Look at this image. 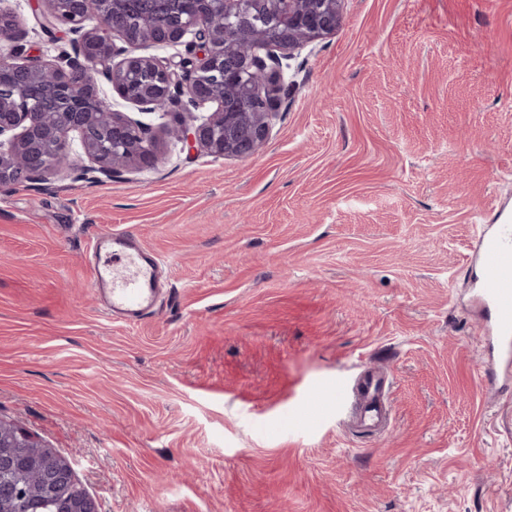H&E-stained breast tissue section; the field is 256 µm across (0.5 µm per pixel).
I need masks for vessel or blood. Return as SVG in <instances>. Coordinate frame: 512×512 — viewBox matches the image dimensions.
Masks as SVG:
<instances>
[{"instance_id":"1","label":"vessel or blood","mask_w":512,"mask_h":512,"mask_svg":"<svg viewBox=\"0 0 512 512\" xmlns=\"http://www.w3.org/2000/svg\"><path fill=\"white\" fill-rule=\"evenodd\" d=\"M476 258L480 268L476 299L485 315L495 362L482 371L489 389H505L495 365L512 368V214L499 212L490 232L481 234ZM161 261L145 252L129 234L114 232L96 237L91 246L94 292L106 309L126 315L130 321L149 314L160 292ZM383 381L367 375L357 390L360 428L378 431L386 426L391 411L382 400Z\"/></svg>"}]
</instances>
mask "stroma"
Segmentation results:
<instances>
[{
    "label": "stroma",
    "mask_w": 512,
    "mask_h": 512,
    "mask_svg": "<svg viewBox=\"0 0 512 512\" xmlns=\"http://www.w3.org/2000/svg\"><path fill=\"white\" fill-rule=\"evenodd\" d=\"M29 54L69 49L0 0ZM253 157L149 127L153 167L0 192V422L71 466L102 512H512V393L479 380L477 220L512 203V0H345L296 52ZM128 231L166 291L130 325L87 248ZM388 379L380 437L337 397Z\"/></svg>",
    "instance_id": "1"
}]
</instances>
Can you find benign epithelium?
Instances as JSON below:
<instances>
[{"label":"benign epithelium","mask_w":512,"mask_h":512,"mask_svg":"<svg viewBox=\"0 0 512 512\" xmlns=\"http://www.w3.org/2000/svg\"><path fill=\"white\" fill-rule=\"evenodd\" d=\"M46 30L64 26L75 35L72 52L50 62L23 44L0 56V189L36 181L52 169L73 166L68 135L90 161L79 176L110 179L131 167L156 163L149 130L114 112L98 95L104 73L123 99L147 110L216 105L196 124L181 122L169 134L215 158H250L267 142L284 69L294 51L342 26L343 0H40ZM179 60L144 55L147 45L180 42ZM19 448H34L22 454ZM36 472L56 512H100L78 495L69 464L32 435L0 423V505L27 495Z\"/></svg>","instance_id":"1"}]
</instances>
